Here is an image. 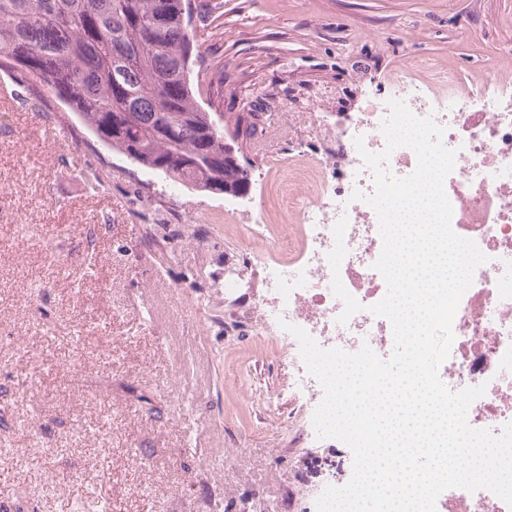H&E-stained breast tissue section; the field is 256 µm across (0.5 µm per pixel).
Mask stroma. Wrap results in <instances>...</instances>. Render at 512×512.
Instances as JSON below:
<instances>
[{
	"label": "stroma",
	"instance_id": "stroma-1",
	"mask_svg": "<svg viewBox=\"0 0 512 512\" xmlns=\"http://www.w3.org/2000/svg\"><path fill=\"white\" fill-rule=\"evenodd\" d=\"M209 112L256 170L291 149V114L356 112L408 61L460 87L512 54V0H224L196 21ZM0 512H307L346 473L302 430L288 362L233 321L215 288L247 227L224 198L180 188L112 151L32 79L0 71ZM58 130L46 142V130ZM211 213L168 246L146 229ZM99 225L96 246L84 227Z\"/></svg>",
	"mask_w": 512,
	"mask_h": 512
}]
</instances>
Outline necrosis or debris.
I'll return each mask as SVG.
<instances>
[{
	"label": "necrosis or debris",
	"mask_w": 512,
	"mask_h": 512,
	"mask_svg": "<svg viewBox=\"0 0 512 512\" xmlns=\"http://www.w3.org/2000/svg\"><path fill=\"white\" fill-rule=\"evenodd\" d=\"M442 80L438 72L422 79L402 67L388 75L386 93L366 98L359 112L330 123L320 113H303L312 138L290 152L285 164L289 183L282 205L288 233L272 224L266 207L254 198L224 202L225 214H247L269 244L260 258L245 246L243 263H260L269 285L256 307L260 333L288 361L290 389L305 424H312L324 390L308 373L289 326L304 329L324 349L353 353L366 345L382 356L394 342L390 321L370 311L387 293L375 268L383 240L378 215L364 200L374 190L373 173L354 144L360 137L368 150L388 151L385 167L395 177L414 172L412 149L386 148L381 124L391 99L443 127V142L456 153L444 183L453 208L451 227L474 241L487 258L459 302L454 341L439 377L453 392L484 386V394L467 412L471 427L497 435L512 422V63L497 64L466 90L437 94ZM357 191L362 194L358 200L353 197ZM342 218L347 221L346 254L335 270L328 254L335 245L333 228ZM336 276L362 306L344 323L338 320L343 303L332 290ZM436 512H512V507L487 489L452 488L439 495Z\"/></svg>",
	"instance_id": "necrosis-or-debris-1"
}]
</instances>
